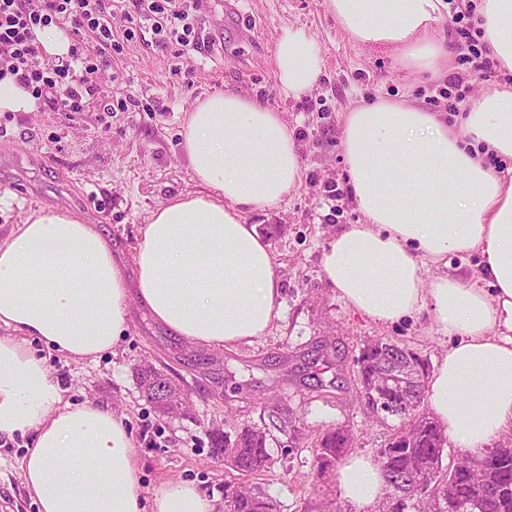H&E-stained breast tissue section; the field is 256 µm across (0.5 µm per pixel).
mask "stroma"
<instances>
[{
	"label": "stroma",
	"mask_w": 512,
	"mask_h": 512,
	"mask_svg": "<svg viewBox=\"0 0 512 512\" xmlns=\"http://www.w3.org/2000/svg\"><path fill=\"white\" fill-rule=\"evenodd\" d=\"M198 25L210 47L183 52L142 41L125 43L98 95L81 112H0V240L20 218L44 204L93 219L112 239L126 266L134 264L137 230L169 198L193 190L181 147L186 113L200 97L233 89L261 97L282 112L302 147L304 176L278 207L246 215L271 245L284 308L267 336L233 350L195 347L171 336L138 304L115 352L96 360L75 359L31 339L61 383L64 400L107 406L133 433L145 496L165 480L196 484L224 504L233 481L211 454L209 430L229 433L255 423L264 402L281 397L303 432L299 448L270 446L273 463L249 476L276 505V512H356L340 498L332 478L313 485L315 446L336 426L351 429L354 454L376 457L393 425L370 418L356 403L352 362L360 342L379 337L409 346L429 362L447 350L435 335L433 316L422 311L390 325L353 312L323 276L322 251L330 238L362 216L344 189L348 174L339 142L348 107L378 99L407 98L430 112H463L483 93L507 87L506 74L469 81L462 100L440 94L447 77L408 70L392 49L363 45L339 27L328 0H200ZM303 27L323 59L319 84L299 99L279 91L270 61L280 28ZM129 96L142 109L104 117V96ZM341 189L328 196V185ZM332 344L346 366L317 358ZM151 363L189 399L186 413L160 416L142 392L137 370ZM27 440H0V512H38L26 489L20 460Z\"/></svg>",
	"instance_id": "stroma-1"
}]
</instances>
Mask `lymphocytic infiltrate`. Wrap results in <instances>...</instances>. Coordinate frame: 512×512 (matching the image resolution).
<instances>
[{"instance_id": "obj_1", "label": "lymphocytic infiltrate", "mask_w": 512, "mask_h": 512, "mask_svg": "<svg viewBox=\"0 0 512 512\" xmlns=\"http://www.w3.org/2000/svg\"><path fill=\"white\" fill-rule=\"evenodd\" d=\"M171 0H132L138 17L150 21L159 44L174 42L198 51L205 41L185 11L170 8ZM472 0L456 12V41L465 70L448 80L455 98H462L467 79L489 77L494 62L484 55L482 32L471 24ZM69 30L73 44L67 58L40 51L34 31L50 25ZM139 25L117 30L112 26V0H0V80L14 79L53 112H77L84 94L97 91V78L121 52L124 43L140 37Z\"/></svg>"}]
</instances>
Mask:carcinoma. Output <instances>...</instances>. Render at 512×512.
Listing matches in <instances>:
<instances>
[{"instance_id":"1","label":"carcinoma","mask_w":512,"mask_h":512,"mask_svg":"<svg viewBox=\"0 0 512 512\" xmlns=\"http://www.w3.org/2000/svg\"><path fill=\"white\" fill-rule=\"evenodd\" d=\"M358 400L367 413L401 424L378 451L386 496L378 512H512V439L477 456L462 455L443 466L444 428L421 409L428 362L416 351L382 339H366L354 358ZM139 385L157 412L176 416L185 400L172 388L168 401L152 396L161 372L143 365ZM262 426L243 424L235 434L213 431V454H224V468L247 476L268 468L269 441L280 433L281 448H297L302 432L290 409L279 403L261 408ZM354 438L343 427L325 432L317 444L318 474L352 450ZM224 512H276L274 502L252 486H224Z\"/></svg>"}]
</instances>
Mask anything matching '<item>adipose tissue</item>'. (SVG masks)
Masks as SVG:
<instances>
[{"instance_id": "1", "label": "adipose tissue", "mask_w": 512, "mask_h": 512, "mask_svg": "<svg viewBox=\"0 0 512 512\" xmlns=\"http://www.w3.org/2000/svg\"><path fill=\"white\" fill-rule=\"evenodd\" d=\"M442 0H329L362 44L388 47L420 72L448 70L436 28ZM489 57L512 70V0H476ZM272 66L281 92L317 84L321 50L282 26ZM195 191L168 199L138 228L134 271L99 226L45 205L0 241V438L30 436L20 461L40 512H143L135 439L111 410L64 401L27 346L42 341L96 360L128 329L131 301L173 335L209 348L253 344L282 311L272 251L249 211L277 207L302 182V147L282 113L234 90L196 100L181 131ZM350 196L364 221L323 249L325 279L355 313L388 326L423 309L447 337L426 394L449 441L477 454L512 436V91L480 96L462 122L413 102L381 100L343 118ZM476 253L480 273L426 278L449 255ZM343 499L383 497L378 463L350 455L334 471ZM184 481L159 484L152 512H214Z\"/></svg>"}]
</instances>
